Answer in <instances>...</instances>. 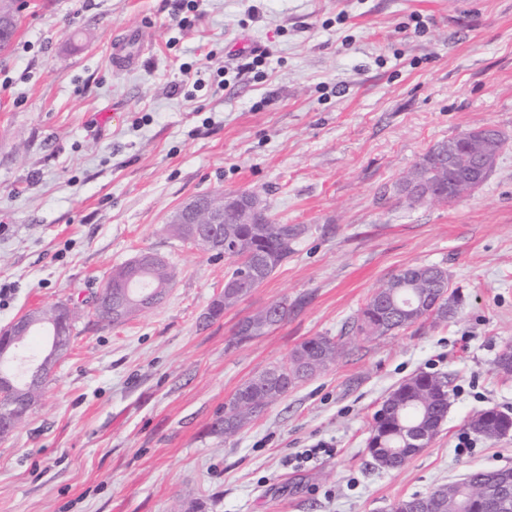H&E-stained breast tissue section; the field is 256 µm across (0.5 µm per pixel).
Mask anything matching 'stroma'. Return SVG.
<instances>
[{
  "label": "stroma",
  "instance_id": "obj_1",
  "mask_svg": "<svg viewBox=\"0 0 512 512\" xmlns=\"http://www.w3.org/2000/svg\"><path fill=\"white\" fill-rule=\"evenodd\" d=\"M0 51V329L72 298L81 316L26 420L0 438V512H389L476 469L512 468V436H472L512 413V0H17ZM147 49L119 71L112 43ZM267 50L263 74L241 50ZM197 68L183 82V65ZM506 138L490 178L451 204L395 189L460 132ZM256 193L295 251L216 321L230 263L172 235L188 198ZM143 252L174 269L164 298L106 326L91 305ZM448 271L457 312L364 339L352 327L401 270ZM288 301L286 322L236 343L240 321ZM340 337L327 370L236 435L210 426L238 386L305 339ZM447 376L448 415L402 469L366 452L385 396ZM470 435V434H469ZM145 38L141 29L135 28L129 32L121 40L112 43V63L116 69L130 70L133 69L139 60L141 46H143Z\"/></svg>",
  "mask_w": 512,
  "mask_h": 512
}]
</instances>
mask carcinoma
<instances>
[{"mask_svg":"<svg viewBox=\"0 0 512 512\" xmlns=\"http://www.w3.org/2000/svg\"><path fill=\"white\" fill-rule=\"evenodd\" d=\"M506 139L495 129L476 128L461 132L430 149L397 184V192L411 204L423 202L429 193L439 203H454L487 181L460 179L448 187V148H453L456 171L469 172L478 163H485L493 172L499 153ZM234 214L225 216L224 240L215 241L210 250L224 255L231 261V269L224 278V307L228 308L253 290V284L240 278L241 265L255 272L259 282L269 278L293 253L294 246L305 233L301 224H279L267 216H261L259 224H235ZM172 234L181 239L190 237L208 241L211 230L205 224H178L169 226ZM125 273V266L112 269L105 285L95 295V312L101 320L116 323L134 312L128 308L125 314L113 313V286ZM172 271L162 263L142 276L131 294L144 293L155 301L151 289L169 287ZM291 307L288 301H279L257 311L242 320L235 332L236 342L242 343L266 334L272 327L288 319ZM456 308L448 297V271L438 265H415L401 270L377 289L366 302L353 322V328L367 337H382L394 331L406 329L417 321L431 318L446 321L455 314ZM343 344L329 336H316L300 343L287 362L271 365L245 380L224 403V415L217 417L211 432L224 436L238 433L251 418L265 407L277 402L298 382L310 378L332 365L341 354ZM49 371L33 367L19 380L14 398L32 407L41 395ZM386 416L375 422L374 431L379 440V450L374 460L380 469L396 470L405 466L420 449L406 438L415 426L429 432L434 438L439 432L438 423L448 413V380L434 373H418L403 381L384 400ZM480 412L469 421V428L476 434L494 439L496 434ZM488 490L497 487L494 469L476 470L464 480L443 485L423 497L400 499L404 512H472L468 497L472 484Z\"/></svg>","mask_w":512,"mask_h":512,"instance_id":"carcinoma-1","label":"carcinoma"}]
</instances>
